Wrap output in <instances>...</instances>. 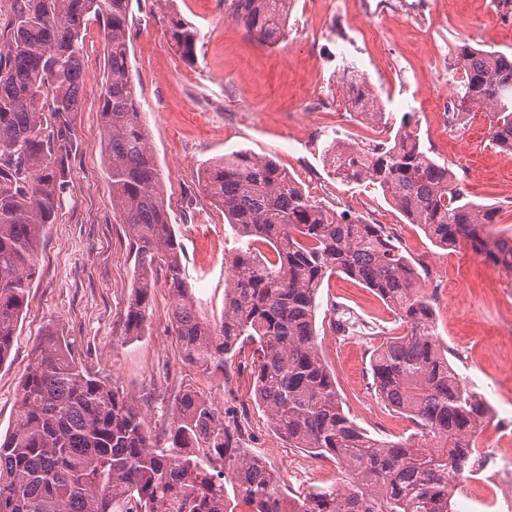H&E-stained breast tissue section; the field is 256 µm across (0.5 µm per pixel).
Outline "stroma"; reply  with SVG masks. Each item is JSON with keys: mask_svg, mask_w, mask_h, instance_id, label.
<instances>
[{"mask_svg": "<svg viewBox=\"0 0 512 512\" xmlns=\"http://www.w3.org/2000/svg\"><path fill=\"white\" fill-rule=\"evenodd\" d=\"M363 10V0H294L284 37L268 47L253 40L219 0H131L132 77L180 235L183 276L199 315L218 322L234 232L200 192L208 162L246 149L274 157L305 192H312L313 180L327 182L323 202L383 225L405 255L424 266L448 358L493 409L479 437L480 447H492L512 422V339L501 334L512 321V274L481 263L467 246L440 249L372 186L336 180L325 167L323 145L334 138L361 146L386 142L402 119H411L431 157L454 169L467 165L470 199L499 207L498 229H512V156L489 144L488 122L472 120L465 135L451 134L434 125L424 101L429 85L447 84L443 62L461 41L512 55V30L499 23L512 9L491 0H429L424 13L404 24L389 16L364 20ZM173 12L200 32L195 64H186L169 38ZM346 57L378 94L388 125L368 127L349 111L338 75ZM83 71L78 108L68 115L72 141L61 207L40 237L36 278L11 355L0 364V437L14 428L22 377L51 328L65 336L84 367L142 407L157 438L167 432L176 396L190 386L241 425L244 448L262 456L292 491L339 485L334 462L289 447L272 429L252 395L249 355L217 370L184 360L167 288H155L141 334L126 335L134 250L112 215L99 135L103 42L93 22L85 32ZM316 87L328 105L315 114L309 97ZM320 302L318 344L345 412L376 438L408 437L410 421L385 408L368 375L373 348L402 333L399 318L371 289L343 274L324 283ZM335 303L370 323L372 336L364 341L334 332Z\"/></svg>", "mask_w": 512, "mask_h": 512, "instance_id": "obj_1", "label": "stroma"}]
</instances>
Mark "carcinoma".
<instances>
[{"instance_id":"1","label":"carcinoma","mask_w":512,"mask_h":512,"mask_svg":"<svg viewBox=\"0 0 512 512\" xmlns=\"http://www.w3.org/2000/svg\"><path fill=\"white\" fill-rule=\"evenodd\" d=\"M129 2L12 0L0 32V365L27 303L40 237L61 206L66 116L81 96L93 20L103 40L100 135L112 213L135 253L128 335H139L163 271L184 359L217 369L251 346L256 404L288 447L334 460L345 487L289 492L260 456L240 447L241 428L190 389L175 399L165 442L158 441L138 405L87 371L49 329L21 381L14 429L0 440V512H237L241 505L245 512H454L489 408L440 348L422 275L381 225L313 199L271 158L246 149L226 154L202 179L210 206L235 234L224 315L212 324L197 314L131 75ZM290 4L230 0L229 9L250 37L272 46ZM169 33L194 64L197 29L172 17ZM448 71L459 75L452 111L491 113L489 143L511 152L512 56L464 41ZM344 88L352 111L385 119L359 74ZM338 152V180L368 183L435 243H464L512 274V229L492 228L496 208L469 200L466 175L433 160L411 122L381 147L327 145L326 153ZM338 273L374 291L405 325L374 350L370 385L411 421L403 441L376 439L349 417L318 349L320 289ZM332 314V329L362 332L350 310L334 304Z\"/></svg>"}]
</instances>
